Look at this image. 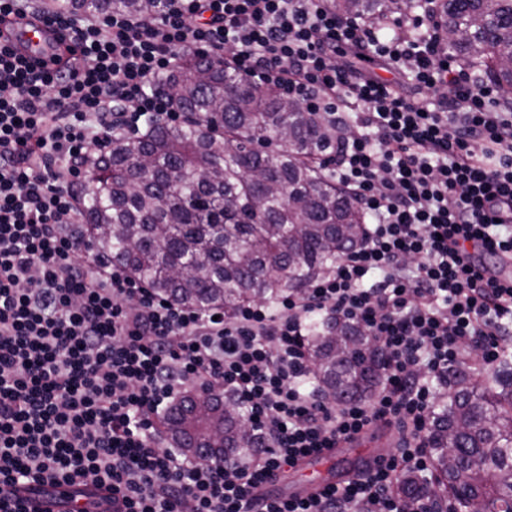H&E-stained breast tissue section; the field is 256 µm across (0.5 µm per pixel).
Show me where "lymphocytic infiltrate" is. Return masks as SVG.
Masks as SVG:
<instances>
[{
  "instance_id": "f902f5d3",
  "label": "lymphocytic infiltrate",
  "mask_w": 512,
  "mask_h": 512,
  "mask_svg": "<svg viewBox=\"0 0 512 512\" xmlns=\"http://www.w3.org/2000/svg\"><path fill=\"white\" fill-rule=\"evenodd\" d=\"M325 2L168 0L144 23L0 0V512H23L25 483L105 487L115 512H442L409 506L398 482L432 475L437 383L495 366L512 329V283L489 264L512 257V106L449 63L435 22L401 12L379 28ZM13 16L61 29L49 60L5 45ZM200 48L343 130L332 172L370 219L365 243L307 288L220 316L108 265L73 184L89 149L141 117L179 119L154 86ZM317 317L374 339L369 399L306 389ZM192 389L231 393L254 448L228 464L159 448L156 423ZM377 423L397 432L394 452L344 485L261 494Z\"/></svg>"
}]
</instances>
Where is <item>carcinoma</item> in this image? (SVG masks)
<instances>
[{"label":"carcinoma","mask_w":512,"mask_h":512,"mask_svg":"<svg viewBox=\"0 0 512 512\" xmlns=\"http://www.w3.org/2000/svg\"><path fill=\"white\" fill-rule=\"evenodd\" d=\"M61 11L160 17L164 0H56ZM344 18L384 20L402 9H431L449 58L479 69L501 102L512 104V0H328ZM186 114L179 126L148 119L135 136L112 139L79 195L82 224L97 252L159 295L230 314L252 302L299 291L331 271L366 239L367 217L353 193L326 171L336 130L324 117L244 75L226 60L203 65L184 54L156 85ZM307 342L310 384L332 402L362 399L380 379L374 340L344 322L315 321ZM163 428L170 443L199 456L213 432L229 462L253 447L239 411L188 391ZM436 480L405 476L410 502L435 490L453 512H512V357L492 381L455 374L431 418Z\"/></svg>","instance_id":"carcinoma-1"}]
</instances>
